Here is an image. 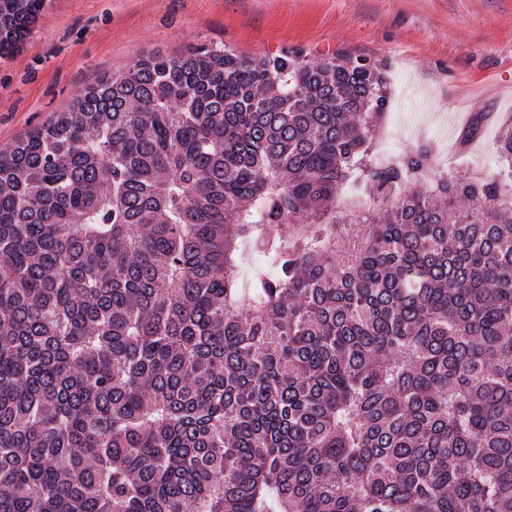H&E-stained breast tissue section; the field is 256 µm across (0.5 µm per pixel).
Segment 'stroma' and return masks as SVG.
I'll return each mask as SVG.
<instances>
[{"mask_svg":"<svg viewBox=\"0 0 512 512\" xmlns=\"http://www.w3.org/2000/svg\"><path fill=\"white\" fill-rule=\"evenodd\" d=\"M220 43L260 58L300 49L389 64L392 151L448 150L450 171L496 174L512 121V0H45L0 60V150L139 55Z\"/></svg>","mask_w":512,"mask_h":512,"instance_id":"stroma-1","label":"stroma"}]
</instances>
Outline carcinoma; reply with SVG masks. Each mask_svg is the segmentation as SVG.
<instances>
[{
	"mask_svg": "<svg viewBox=\"0 0 512 512\" xmlns=\"http://www.w3.org/2000/svg\"><path fill=\"white\" fill-rule=\"evenodd\" d=\"M133 69L0 151V512H512V124L435 179L381 60Z\"/></svg>",
	"mask_w": 512,
	"mask_h": 512,
	"instance_id": "1",
	"label": "carcinoma"
}]
</instances>
